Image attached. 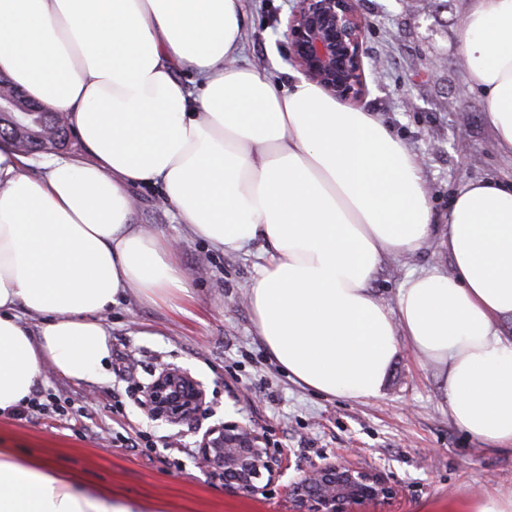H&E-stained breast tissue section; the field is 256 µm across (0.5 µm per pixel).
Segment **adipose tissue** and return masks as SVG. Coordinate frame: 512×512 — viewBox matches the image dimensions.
Segmentation results:
<instances>
[{"mask_svg": "<svg viewBox=\"0 0 512 512\" xmlns=\"http://www.w3.org/2000/svg\"><path fill=\"white\" fill-rule=\"evenodd\" d=\"M461 37L466 89L512 153V0H472ZM245 43L240 0H0V72L67 116L84 151L33 160L0 142V415L46 370L103 369L101 315L119 298L188 295L175 242L132 222L142 183L214 248L262 243L253 322L294 382L378 397L404 342L437 366L459 428L512 445V186L468 181L437 229L420 161L391 129L309 80L273 84ZM435 238L450 268L408 274L383 303L370 287L383 257ZM137 508L0 451V512Z\"/></svg>", "mask_w": 512, "mask_h": 512, "instance_id": "ef3b65f1", "label": "adipose tissue"}]
</instances>
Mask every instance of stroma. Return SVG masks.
Segmentation results:
<instances>
[{"instance_id": "obj_1", "label": "stroma", "mask_w": 512, "mask_h": 512, "mask_svg": "<svg viewBox=\"0 0 512 512\" xmlns=\"http://www.w3.org/2000/svg\"><path fill=\"white\" fill-rule=\"evenodd\" d=\"M470 0H448L447 32L431 31L428 11L401 0H363L367 71L376 75L359 109L375 113L422 160L435 223H446L456 189L495 177L512 184V155L497 150L479 93L465 92L458 20ZM291 0H242L246 56L278 84L298 80L284 36ZM133 221L173 239L189 297L154 304L134 297L103 316L110 333L104 370L84 381L49 373L43 383L63 413L0 417V448L44 457L142 512H295L287 486L323 458L346 452L379 467L397 486L393 501H360L346 512H472L489 491L512 494V449L479 441L456 426L435 368L400 344L380 397L321 396L289 378L254 332L248 293L253 254L225 253L186 234L156 185L130 192ZM448 267L438 243L384 257L371 286L394 304L407 274ZM162 365L187 369L207 391L205 414L173 427L148 420L136 384ZM219 421L264 430L284 469L245 497L196 465L201 433ZM140 445L122 446V434Z\"/></svg>"}]
</instances>
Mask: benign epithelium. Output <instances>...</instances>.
Returning <instances> with one entry per match:
<instances>
[{"mask_svg":"<svg viewBox=\"0 0 512 512\" xmlns=\"http://www.w3.org/2000/svg\"><path fill=\"white\" fill-rule=\"evenodd\" d=\"M285 35L289 60L309 80L339 100L358 99L368 91L364 58V22L359 0H294ZM42 112L18 90L0 95V127L11 129L24 144L39 137L31 117ZM138 405L148 418L178 426L206 405V389L188 370L162 366L138 385ZM200 471L228 488L256 494L274 482L281 461L271 454L260 431L235 422L207 427L197 441ZM289 497L297 512H344L361 500L384 501L398 494L375 467L348 459L327 461L291 483Z\"/></svg>","mask_w":512,"mask_h":512,"instance_id":"benign-epithelium-1","label":"benign epithelium"}]
</instances>
